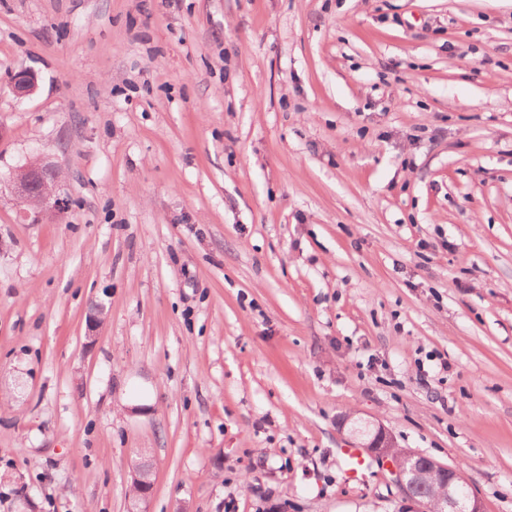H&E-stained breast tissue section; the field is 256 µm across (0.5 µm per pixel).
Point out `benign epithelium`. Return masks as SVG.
<instances>
[{
    "instance_id": "obj_1",
    "label": "benign epithelium",
    "mask_w": 512,
    "mask_h": 512,
    "mask_svg": "<svg viewBox=\"0 0 512 512\" xmlns=\"http://www.w3.org/2000/svg\"><path fill=\"white\" fill-rule=\"evenodd\" d=\"M12 84L17 95L26 96L35 88V77L27 70H20L12 76ZM59 177L54 164L39 158L19 170L11 181V190L25 204L39 207L50 203L62 208L66 200L56 194ZM358 447L389 465L408 503L405 512H483L481 501L457 469L412 450L394 455L395 440L382 424L374 425L368 440ZM131 471L139 491L138 496L131 498L128 512H147L152 488L147 450H141L131 464Z\"/></svg>"
}]
</instances>
